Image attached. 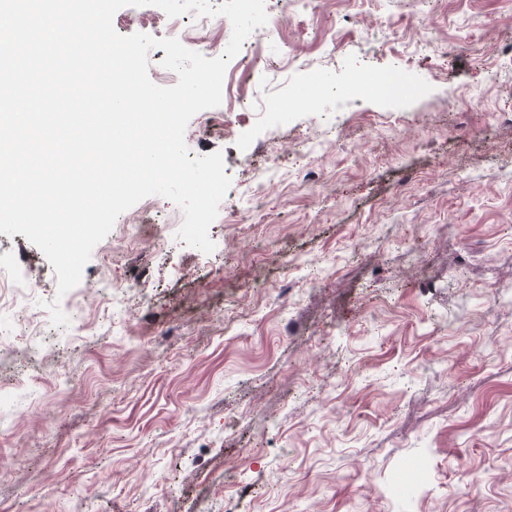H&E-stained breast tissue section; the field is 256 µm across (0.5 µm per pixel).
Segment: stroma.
<instances>
[{"mask_svg": "<svg viewBox=\"0 0 512 512\" xmlns=\"http://www.w3.org/2000/svg\"><path fill=\"white\" fill-rule=\"evenodd\" d=\"M179 22L223 54L230 32ZM169 23L113 18L158 39ZM295 43L307 66H286ZM509 45L512 0H301L232 134L205 110L187 126L231 178L213 252L177 240L160 196L156 240L115 222L61 297L41 250L0 233V276L43 271L29 322L0 310V512H512ZM395 70L404 90L342 95ZM315 80L331 96L290 108ZM326 133L311 193L282 155ZM108 283L113 303L84 306Z\"/></svg>", "mask_w": 512, "mask_h": 512, "instance_id": "35a3bbf8", "label": "stroma"}]
</instances>
